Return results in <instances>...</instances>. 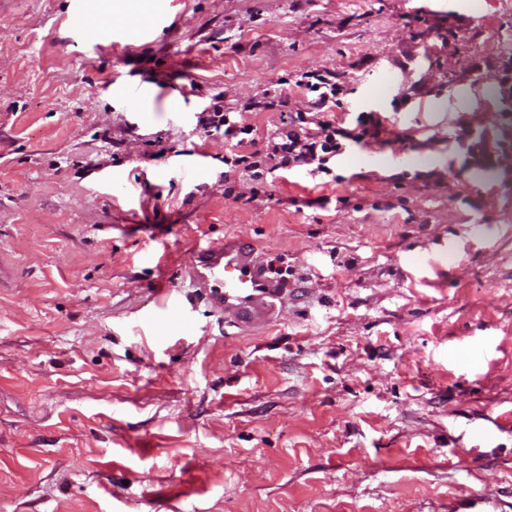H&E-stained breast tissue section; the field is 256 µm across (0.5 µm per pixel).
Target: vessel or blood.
Returning <instances> with one entry per match:
<instances>
[{"label":"vessel or blood","mask_w":512,"mask_h":512,"mask_svg":"<svg viewBox=\"0 0 512 512\" xmlns=\"http://www.w3.org/2000/svg\"><path fill=\"white\" fill-rule=\"evenodd\" d=\"M189 280L197 297L217 311L230 310L239 327L270 319L284 288L255 255L252 245L240 238L225 239L223 246L196 245Z\"/></svg>","instance_id":"1"}]
</instances>
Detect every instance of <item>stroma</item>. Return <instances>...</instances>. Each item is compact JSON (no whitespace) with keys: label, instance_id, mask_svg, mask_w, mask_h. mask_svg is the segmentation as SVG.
Listing matches in <instances>:
<instances>
[{"label":"stroma","instance_id":"stroma-1","mask_svg":"<svg viewBox=\"0 0 512 512\" xmlns=\"http://www.w3.org/2000/svg\"><path fill=\"white\" fill-rule=\"evenodd\" d=\"M510 61L512 0H0V512H512ZM313 70L398 142L225 175ZM229 234L271 322L185 297ZM236 112H212L207 118H198V123L203 126V129L212 134V132H221L222 127H224V136H231L232 138H236L238 134H250L247 126H243L242 128H237L236 121L230 120V114H235ZM457 140L459 143L464 144L467 142L466 149L472 163L476 167L487 168L493 166L495 161H492V155L498 157V144L494 143L492 150L490 149L488 139L483 135H473L470 127H463L461 133L458 135Z\"/></svg>","mask_w":512,"mask_h":512}]
</instances>
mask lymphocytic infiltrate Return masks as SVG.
<instances>
[{"instance_id":"f902f5d3","label":"lymphocytic infiltrate","mask_w":512,"mask_h":512,"mask_svg":"<svg viewBox=\"0 0 512 512\" xmlns=\"http://www.w3.org/2000/svg\"><path fill=\"white\" fill-rule=\"evenodd\" d=\"M298 88L309 93L308 113H297L283 121L276 140L265 150L245 156V169L251 180L277 169L305 168L310 176L330 174L329 162L344 153L347 147L365 144L367 138L378 136L384 129L381 117L370 112L359 113L353 128H336L325 114L336 103L341 91L335 75L318 70L302 74Z\"/></svg>"}]
</instances>
